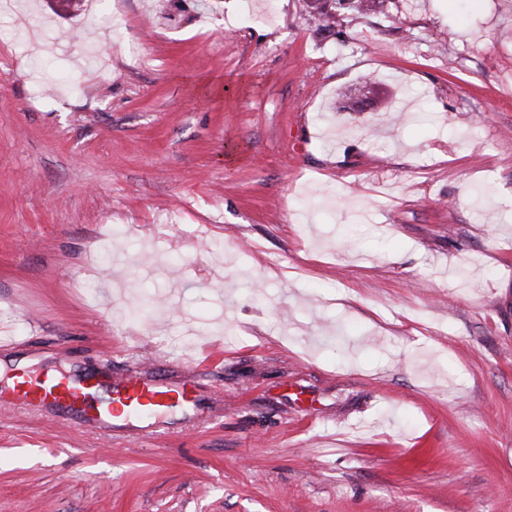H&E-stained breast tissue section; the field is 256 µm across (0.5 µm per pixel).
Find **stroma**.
Masks as SVG:
<instances>
[{
  "instance_id": "obj_1",
  "label": "stroma",
  "mask_w": 512,
  "mask_h": 512,
  "mask_svg": "<svg viewBox=\"0 0 512 512\" xmlns=\"http://www.w3.org/2000/svg\"><path fill=\"white\" fill-rule=\"evenodd\" d=\"M91 2L0 0V393L196 404L0 412V512H512V0ZM88 376L64 379L58 382L28 380L15 389L8 397H2L1 406L20 403L56 410L62 415L76 412L92 415V419L109 426L118 415L140 411L165 410L185 406L194 401L190 388L191 377L186 375L175 388H169L155 381L127 380L119 387H103L104 383L90 384ZM87 399L98 401L95 411L89 408Z\"/></svg>"
}]
</instances>
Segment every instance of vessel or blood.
<instances>
[{"mask_svg": "<svg viewBox=\"0 0 512 512\" xmlns=\"http://www.w3.org/2000/svg\"><path fill=\"white\" fill-rule=\"evenodd\" d=\"M190 382V377L186 376L179 386L170 388L155 381L129 380L112 389L89 383L84 376L58 382L31 380L1 398L0 404L45 407L63 415L88 414L93 420L107 425L120 415L146 409L160 411L193 402Z\"/></svg>", "mask_w": 512, "mask_h": 512, "instance_id": "vessel-or-blood-1", "label": "vessel or blood"}]
</instances>
